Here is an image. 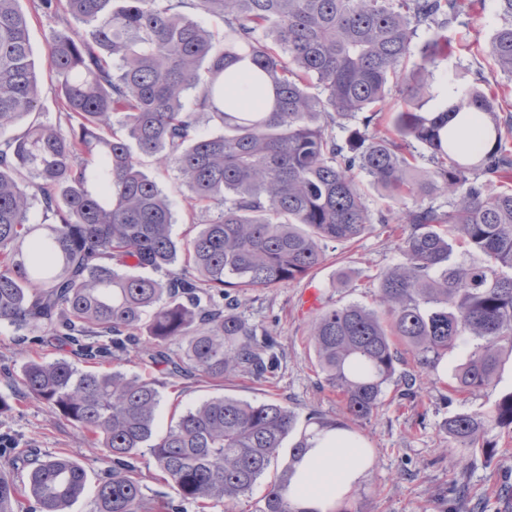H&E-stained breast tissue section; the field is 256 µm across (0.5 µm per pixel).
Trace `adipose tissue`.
<instances>
[{"label":"adipose tissue","instance_id":"1","mask_svg":"<svg viewBox=\"0 0 512 512\" xmlns=\"http://www.w3.org/2000/svg\"><path fill=\"white\" fill-rule=\"evenodd\" d=\"M357 454L342 443L340 432L328 433L298 467L290 501L303 512H332L364 474L363 465L355 461Z\"/></svg>","mask_w":512,"mask_h":512}]
</instances>
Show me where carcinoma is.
Masks as SVG:
<instances>
[{
  "label": "carcinoma",
  "instance_id": "carcinoma-1",
  "mask_svg": "<svg viewBox=\"0 0 512 512\" xmlns=\"http://www.w3.org/2000/svg\"><path fill=\"white\" fill-rule=\"evenodd\" d=\"M18 3L0 0V322L33 343L55 342L92 364L133 352L171 378L216 387L231 374L268 382L276 340L236 313L246 294L306 276L328 244L356 242L376 224L402 231L403 261L381 274L376 306L326 309L309 326L339 419L313 409L301 426L278 401L218 394L160 430L156 381L82 370L65 357L28 361L24 393L92 434L109 461L93 512H184L186 502L228 512L289 438L262 512H303L288 486L312 441L337 430L360 448L356 426L389 386L418 397L416 375H396L401 346L433 371L469 343L450 394L472 398L493 384L512 352V188L499 184L512 168V116L500 115L508 94L465 70L448 80L438 111L417 105L447 57L444 32L480 0H35L30 14ZM188 7L220 18L222 34ZM497 7L503 24L487 52L512 75V0ZM39 15L84 26L55 34L42 66L29 36ZM421 28L433 37L417 61ZM44 68L64 129L40 120ZM240 79L254 88L251 105L225 93ZM198 114L216 131L203 130ZM338 118L357 121L343 138ZM23 120L22 133L8 134ZM416 144L428 152L427 174L416 172ZM145 157L178 172L191 211L220 214L177 239ZM367 185L412 203L393 216L376 212ZM455 242L486 264L450 262ZM178 263L189 271L173 275ZM498 428L512 431V392L441 424L457 449L489 456ZM144 452L173 495H145L136 466ZM88 484L68 456L0 446V512H18L22 496L32 512H71Z\"/></svg>",
  "mask_w": 512,
  "mask_h": 512
}]
</instances>
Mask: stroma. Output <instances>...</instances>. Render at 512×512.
Wrapping results in <instances>:
<instances>
[{
  "label": "stroma",
  "mask_w": 512,
  "mask_h": 512,
  "mask_svg": "<svg viewBox=\"0 0 512 512\" xmlns=\"http://www.w3.org/2000/svg\"><path fill=\"white\" fill-rule=\"evenodd\" d=\"M497 24L495 0H484L483 9L461 17L449 33L448 56L435 73V86L446 84L455 70L466 68L481 72L492 84L512 87V76L497 70L487 56L472 52L473 47L489 41ZM157 180L172 205L174 235L192 236L195 226L188 208V191L178 173H161ZM401 259L393 225L379 224L359 241L328 251L326 262L304 278L251 291L238 312L277 337L280 367L267 383L225 377V395L251 402L274 398L302 418L313 409L338 417V398L323 386L322 376L313 366L308 327L315 314L304 310V293L307 288H316L323 310L349 302L372 304L380 273ZM342 269L351 273L355 288L338 285L336 275ZM58 356V351L32 347L29 341L19 340L13 327L0 325V395L15 399L13 410L0 414V436L12 438L22 450L35 448L44 455L63 454L75 459L95 480L105 465L93 437L80 435L71 422L18 393L15 376L25 361ZM466 357L463 348L444 357L434 373L438 383L424 393L422 403L401 400L394 392H387L383 405L363 423L360 433L371 450V460L364 477L366 496L357 502L361 512H512V433L504 430L498 434L502 455L489 460L476 452L461 459L450 455L453 443L440 428L449 415L490 409L503 394L512 391V356L507 355L493 386L475 398H449L448 385ZM121 367L158 381L162 394L159 418L164 422L173 411H185L213 394L208 385L168 379L159 367L143 363L133 354L122 361ZM460 483L469 489L461 501L450 494L451 488Z\"/></svg>",
  "instance_id": "stroma-1"
}]
</instances>
